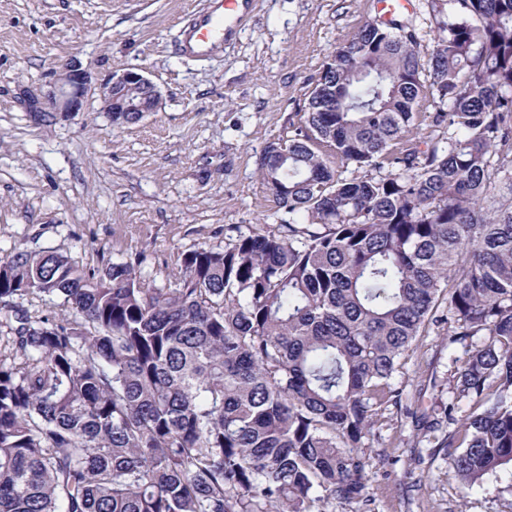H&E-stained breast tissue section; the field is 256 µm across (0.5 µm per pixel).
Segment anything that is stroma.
<instances>
[{
    "instance_id": "1",
    "label": "stroma",
    "mask_w": 512,
    "mask_h": 512,
    "mask_svg": "<svg viewBox=\"0 0 512 512\" xmlns=\"http://www.w3.org/2000/svg\"><path fill=\"white\" fill-rule=\"evenodd\" d=\"M208 0H0V256L52 247L87 271L140 259L163 286L181 253L220 245L224 230L263 228L276 209L257 172L261 151L302 125L305 93L337 45L374 17L372 0H258L236 37L203 57L180 50L190 15ZM91 76L80 112L37 121L24 91L48 96L69 63ZM143 69L158 111L114 127L96 92L112 74ZM468 345L429 330L401 357L394 382L406 409L374 418L365 453L371 512H512V474L464 489L441 433L416 430L454 400Z\"/></svg>"
}]
</instances>
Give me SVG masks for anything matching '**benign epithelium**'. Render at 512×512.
I'll list each match as a JSON object with an SVG mask.
<instances>
[{"label":"benign epithelium","mask_w":512,"mask_h":512,"mask_svg":"<svg viewBox=\"0 0 512 512\" xmlns=\"http://www.w3.org/2000/svg\"><path fill=\"white\" fill-rule=\"evenodd\" d=\"M91 75L82 68L70 65L59 75V110L66 114L81 110L82 101L90 87ZM103 111L155 112L161 105L160 93L143 74V70H126L113 74L99 88ZM24 103L28 111L42 121L53 120L56 114L47 110L43 100L35 94L24 92Z\"/></svg>","instance_id":"benign-epithelium-1"}]
</instances>
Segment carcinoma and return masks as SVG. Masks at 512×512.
<instances>
[{
	"label": "carcinoma",
	"mask_w": 512,
	"mask_h": 512,
	"mask_svg": "<svg viewBox=\"0 0 512 512\" xmlns=\"http://www.w3.org/2000/svg\"><path fill=\"white\" fill-rule=\"evenodd\" d=\"M430 6L426 58L410 16L336 47L288 155L260 154L265 230L182 253L163 287L0 257V512H361L396 363L441 325L489 337L456 370L477 409L448 465L468 488L512 469V0ZM428 94L425 148L394 151Z\"/></svg>",
	"instance_id": "obj_1"
}]
</instances>
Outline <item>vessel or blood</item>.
<instances>
[{"instance_id": "b4317fda", "label": "vessel or blood", "mask_w": 512, "mask_h": 512, "mask_svg": "<svg viewBox=\"0 0 512 512\" xmlns=\"http://www.w3.org/2000/svg\"><path fill=\"white\" fill-rule=\"evenodd\" d=\"M252 0H209L207 10L190 16L183 34V47L196 56L207 55L242 20Z\"/></svg>"}]
</instances>
